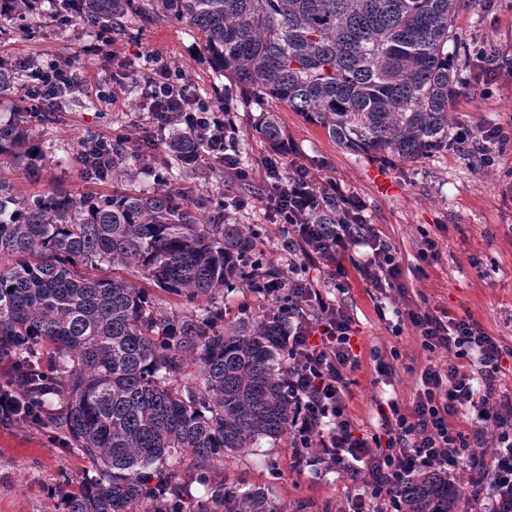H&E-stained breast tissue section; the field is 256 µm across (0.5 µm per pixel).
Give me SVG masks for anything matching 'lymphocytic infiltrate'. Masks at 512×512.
<instances>
[{
  "label": "lymphocytic infiltrate",
  "mask_w": 512,
  "mask_h": 512,
  "mask_svg": "<svg viewBox=\"0 0 512 512\" xmlns=\"http://www.w3.org/2000/svg\"><path fill=\"white\" fill-rule=\"evenodd\" d=\"M31 73L37 101L58 99L79 82L69 67L57 63L34 65ZM140 79L142 103L152 117L168 113L193 131L207 125V160L245 177L228 152L222 109L190 95L179 72L167 64L145 67ZM265 168L275 221L288 227L281 243L288 276L269 280L263 294L288 293V389L294 404L292 444L301 450L298 463L365 474L367 489L347 512H405L391 486L407 473L431 469L466 473L487 498V512H505L512 504V390L498 380L503 347L471 318L431 309L397 312L398 320L414 328L425 350H443L451 358L446 366L422 372L408 411H401L396 400L388 401L384 435L359 433L345 399L346 369L357 363L351 345L355 319L305 278L304 271L320 262L329 267L330 278H342L343 259L349 256L366 283L383 294L401 290V266L381 232L367 223L358 197L345 194L336 181H327L324 188L340 197L346 218L325 236L305 221L318 201L309 176L298 169L282 173L272 159ZM489 422L498 433L488 458L476 446L482 426Z\"/></svg>",
  "instance_id": "obj_1"
}]
</instances>
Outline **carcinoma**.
<instances>
[{
	"label": "carcinoma",
	"instance_id": "obj_1",
	"mask_svg": "<svg viewBox=\"0 0 512 512\" xmlns=\"http://www.w3.org/2000/svg\"><path fill=\"white\" fill-rule=\"evenodd\" d=\"M38 0H0V16L20 21ZM459 0H55V11L122 33L135 18L183 24L201 33L213 71L256 105L276 100L324 128L343 146L391 162H416L446 149L449 112L471 54L457 32ZM453 50H448V45ZM24 73L0 66V95ZM36 112L0 121V155L32 176L45 166L33 134ZM172 127L160 165L144 131L123 137L105 163L82 146L85 176L133 177L158 167L161 187L93 200L51 188L15 196L0 181V360L15 363L0 384L16 400L13 420L44 429L98 469L68 495L67 512H184L188 484L169 469L190 456L191 481L207 487L224 512H273L264 489L233 495L212 482L220 457L288 432V306L228 323L218 298L240 282L262 294L276 275L248 264L253 230L209 201L187 203L167 173L202 172L188 163L196 135ZM260 133L282 141L278 116L265 112ZM308 224H335L336 197L321 189ZM133 267L149 287L121 277H86L76 267ZM183 309L164 311L151 290ZM392 493L407 512H460L471 487L441 470L402 477Z\"/></svg>",
	"mask_w": 512,
	"mask_h": 512
}]
</instances>
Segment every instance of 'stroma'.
Masks as SVG:
<instances>
[{
    "mask_svg": "<svg viewBox=\"0 0 512 512\" xmlns=\"http://www.w3.org/2000/svg\"><path fill=\"white\" fill-rule=\"evenodd\" d=\"M456 25L465 42L512 59V0H462ZM98 36L97 29L78 19L58 25L46 4L22 28L0 18V53L38 63L67 61L91 79L90 90L76 93L35 123L34 133L45 141L49 158L39 179L0 160V179L13 185L16 196L25 198L51 186L74 195L107 196L115 191V184L85 179L77 153L90 135L111 138L124 129L135 138L153 125L140 110L137 84H129L123 103L110 104L118 62L137 63L151 51L179 70L191 91L212 105L222 106L227 90L233 98L241 96L240 88L213 73L198 31L159 20L132 26L127 34L113 38L108 50L85 54L84 46L97 42ZM264 109L277 113L282 145L269 143L259 133L258 118ZM452 110L457 123L499 129L503 150L492 166L476 169L468 143L430 153L416 163H382L344 148L319 125L270 101L261 108L238 107L235 113L240 158L249 179L216 174L196 181L190 194L228 205L241 201V208L232 212L236 223L260 225L257 248L267 266L284 275L288 267L280 254L279 227L270 217L262 182L266 160L277 159L286 172L304 167L317 189L326 180H335L363 202L369 223L393 247L405 289L404 296L395 297L396 307L444 309L481 322L509 352L500 378L512 389V66L500 70L490 85L465 72ZM427 237L438 243L437 260L419 257ZM305 275L328 288L329 298L356 320L353 342L360 363L347 374L348 410L361 433H382L381 404L393 398L401 408H409L421 373L428 366L446 364L448 355L423 349L410 324L396 327L380 319L372 290L356 271H349L341 290L329 289L323 266H308ZM375 350L385 356L397 353L392 377L375 372ZM96 475L88 460L62 448L44 430L0 421V512H67L70 491ZM213 478L264 487L274 512H339L364 490L361 479L332 468L297 469L287 435L276 441L262 439L248 451L222 458Z\"/></svg>",
    "mask_w": 512,
    "mask_h": 512,
    "instance_id": "1",
    "label": "stroma"
}]
</instances>
